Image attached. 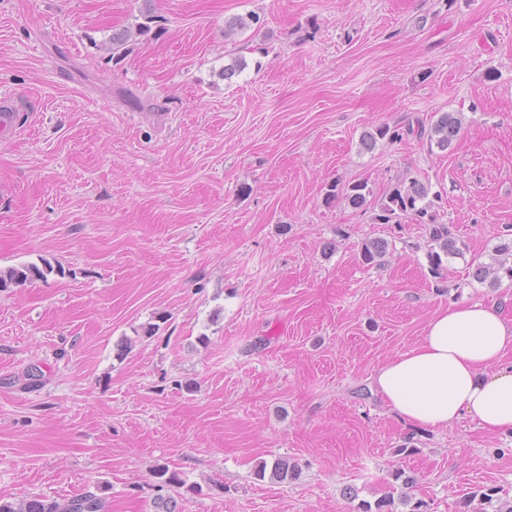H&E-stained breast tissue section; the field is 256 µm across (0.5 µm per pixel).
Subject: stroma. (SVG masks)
Returning <instances> with one entry per match:
<instances>
[{"instance_id":"obj_1","label":"stroma","mask_w":512,"mask_h":512,"mask_svg":"<svg viewBox=\"0 0 512 512\" xmlns=\"http://www.w3.org/2000/svg\"><path fill=\"white\" fill-rule=\"evenodd\" d=\"M2 91L0 268L53 271L0 289V499L151 512L165 464L179 512L512 503V435L407 428L375 385L450 303L512 311L470 273L512 227V0H0ZM441 112L452 151L361 145ZM405 176L463 244L442 278L420 225L374 221ZM280 456L296 479L257 478ZM142 15L144 19L147 20V22L138 23L135 31L132 29H124L112 34V53L113 57L116 56V61L121 60L126 55L128 52V44L133 41L136 36L144 32L145 29H149L150 26L148 24L155 19V16L152 15L150 8H146V11L143 12ZM388 243L381 239L369 240L363 243L361 259L367 266H382L386 262Z\"/></svg>"}]
</instances>
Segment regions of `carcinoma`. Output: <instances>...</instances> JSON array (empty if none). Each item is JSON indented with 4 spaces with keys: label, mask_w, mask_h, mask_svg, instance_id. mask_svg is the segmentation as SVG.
<instances>
[{
    "label": "carcinoma",
    "mask_w": 512,
    "mask_h": 512,
    "mask_svg": "<svg viewBox=\"0 0 512 512\" xmlns=\"http://www.w3.org/2000/svg\"><path fill=\"white\" fill-rule=\"evenodd\" d=\"M145 22L136 26V29L122 30L112 34V53L116 60H121L128 52V44L136 36L149 29V23L155 19L151 9L143 12ZM463 121L458 112H442L437 119L430 124L423 122L417 125L391 128L381 124L375 131L364 135L362 145L366 149L376 146L379 140L397 141L405 137L414 136L428 146H436L442 151L452 148L462 129ZM372 194L366 182H354L347 186L344 196L349 203L360 208L367 203ZM429 188L416 179H409L405 182L399 180L390 190L386 203L382 204L375 221L379 224H392L404 215H411L416 221L425 225V232L428 239L429 250L427 256L430 263V271L434 277L442 276L443 258L455 257L462 254V247L459 246V239L446 224L436 222L434 202L428 199ZM388 243L381 239L369 240L363 243L361 248L362 262L368 266H382L386 262ZM53 272L49 265L41 269L35 264L20 265L0 269V289L7 288L13 284H20L34 279H44ZM473 277L490 284L493 288L502 285L503 280L512 283V238H504L495 247L494 255L489 263H478L473 272ZM297 474V465L286 458H278L272 464L260 462L255 475L263 479L270 476L278 482H285ZM153 475L158 480L159 487L166 485H182L183 479L179 473L169 470L165 465H158L153 469ZM498 490L494 488L481 489L475 492L479 497L480 512L492 508L495 512H512V506L506 508L498 507ZM0 512H106L105 498L91 491L81 496L61 503L56 500H47L40 496H32L21 502L3 501L0 499Z\"/></svg>",
    "instance_id": "1"
}]
</instances>
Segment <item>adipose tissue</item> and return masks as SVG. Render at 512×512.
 Here are the masks:
<instances>
[{
    "label": "adipose tissue",
    "mask_w": 512,
    "mask_h": 512,
    "mask_svg": "<svg viewBox=\"0 0 512 512\" xmlns=\"http://www.w3.org/2000/svg\"><path fill=\"white\" fill-rule=\"evenodd\" d=\"M378 390L393 416L441 431L464 418L492 434L512 432V313L481 301L450 305L421 341L382 366Z\"/></svg>",
    "instance_id": "1"
}]
</instances>
